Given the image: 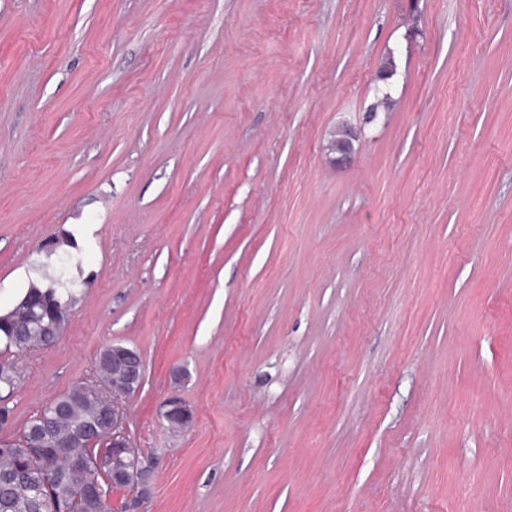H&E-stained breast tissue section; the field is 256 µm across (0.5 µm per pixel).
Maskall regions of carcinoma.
<instances>
[{
    "label": "carcinoma",
    "instance_id": "obj_1",
    "mask_svg": "<svg viewBox=\"0 0 512 512\" xmlns=\"http://www.w3.org/2000/svg\"><path fill=\"white\" fill-rule=\"evenodd\" d=\"M28 292L37 303L20 305L0 325L6 351L57 341L48 335L56 312L76 302L75 289L65 287L61 277L45 288L32 284ZM96 371L101 382L112 383V346L100 351ZM16 379L14 362L0 356V384L10 388ZM103 414L87 385L77 383L27 420L19 435L0 438V512H112L109 499L93 488L114 481L125 486L128 477L112 468L105 442L84 436Z\"/></svg>",
    "mask_w": 512,
    "mask_h": 512
}]
</instances>
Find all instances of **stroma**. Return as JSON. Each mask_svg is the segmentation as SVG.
I'll use <instances>...</instances> for the list:
<instances>
[{"label":"stroma","mask_w":512,"mask_h":512,"mask_svg":"<svg viewBox=\"0 0 512 512\" xmlns=\"http://www.w3.org/2000/svg\"><path fill=\"white\" fill-rule=\"evenodd\" d=\"M61 275L6 433L139 350L147 512H512V0H0V310Z\"/></svg>","instance_id":"obj_1"}]
</instances>
